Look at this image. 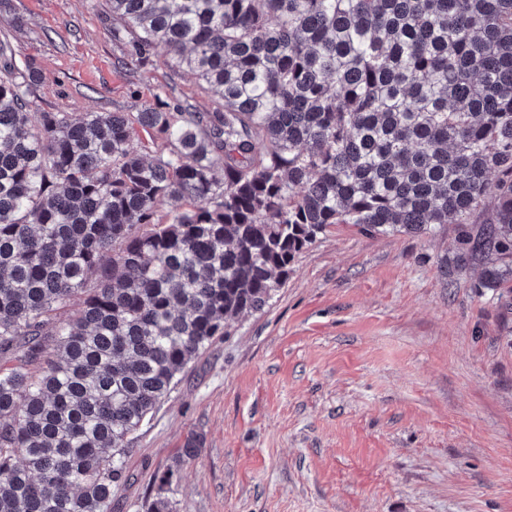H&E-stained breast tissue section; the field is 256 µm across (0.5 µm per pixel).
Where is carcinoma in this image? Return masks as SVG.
<instances>
[{"label": "carcinoma", "mask_w": 512, "mask_h": 512, "mask_svg": "<svg viewBox=\"0 0 512 512\" xmlns=\"http://www.w3.org/2000/svg\"><path fill=\"white\" fill-rule=\"evenodd\" d=\"M106 3L123 64L160 45L220 109L33 112L0 38V512H109L129 437L331 224L454 223L512 283V0Z\"/></svg>", "instance_id": "1"}]
</instances>
